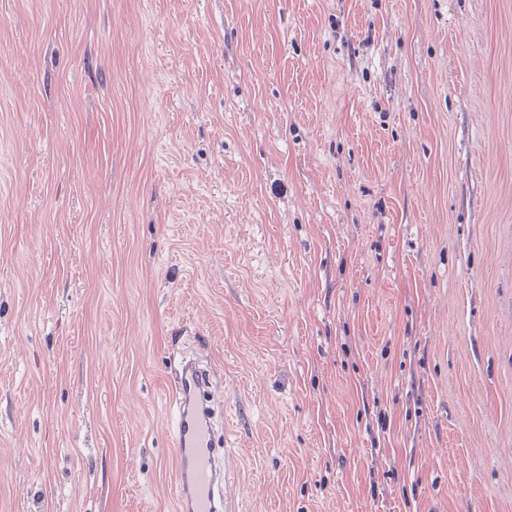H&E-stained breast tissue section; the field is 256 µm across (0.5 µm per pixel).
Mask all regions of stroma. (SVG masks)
I'll return each instance as SVG.
<instances>
[{
    "label": "stroma",
    "instance_id": "35a3bbf8",
    "mask_svg": "<svg viewBox=\"0 0 512 512\" xmlns=\"http://www.w3.org/2000/svg\"><path fill=\"white\" fill-rule=\"evenodd\" d=\"M512 512V0H0V512ZM214 370L189 357L170 380L178 512H223L229 448L216 444Z\"/></svg>",
    "mask_w": 512,
    "mask_h": 512
}]
</instances>
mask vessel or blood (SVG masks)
<instances>
[{"instance_id":"vessel-or-blood-1","label":"vessel or blood","mask_w":512,"mask_h":512,"mask_svg":"<svg viewBox=\"0 0 512 512\" xmlns=\"http://www.w3.org/2000/svg\"><path fill=\"white\" fill-rule=\"evenodd\" d=\"M213 374L192 357L170 380L177 512H224L229 451L215 441Z\"/></svg>"}]
</instances>
